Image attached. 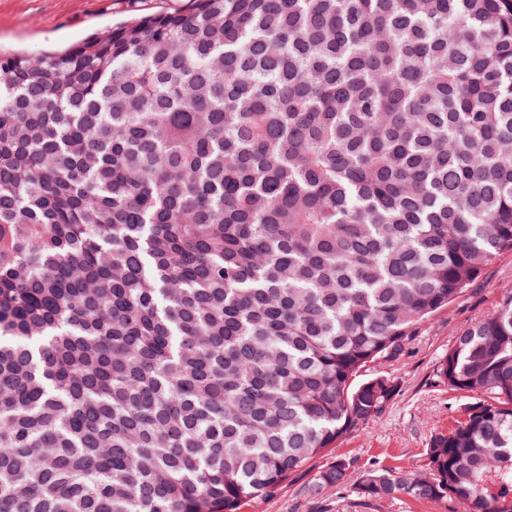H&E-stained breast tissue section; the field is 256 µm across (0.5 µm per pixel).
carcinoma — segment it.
<instances>
[{
    "instance_id": "obj_1",
    "label": "carcinoma",
    "mask_w": 512,
    "mask_h": 512,
    "mask_svg": "<svg viewBox=\"0 0 512 512\" xmlns=\"http://www.w3.org/2000/svg\"><path fill=\"white\" fill-rule=\"evenodd\" d=\"M509 252L512 0H189L1 56L0 512H241ZM438 374L459 418L356 493L512 512V287Z\"/></svg>"
}]
</instances>
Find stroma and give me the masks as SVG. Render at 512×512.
I'll use <instances>...</instances> for the list:
<instances>
[{
	"label": "stroma",
	"mask_w": 512,
	"mask_h": 512,
	"mask_svg": "<svg viewBox=\"0 0 512 512\" xmlns=\"http://www.w3.org/2000/svg\"><path fill=\"white\" fill-rule=\"evenodd\" d=\"M185 6L186 0H0V54L38 56L65 50L134 16L176 12ZM510 286L512 253H507L463 296L424 322L399 361L379 364V371L399 381L382 415L242 512H462L453 500L417 503L400 498L363 504L349 487L313 500L304 488L322 466L338 457L350 461L355 479L374 463L395 470L418 468L431 435L451 427L459 416L458 398L437 375L439 362L457 334L496 309Z\"/></svg>",
	"instance_id": "1"
}]
</instances>
